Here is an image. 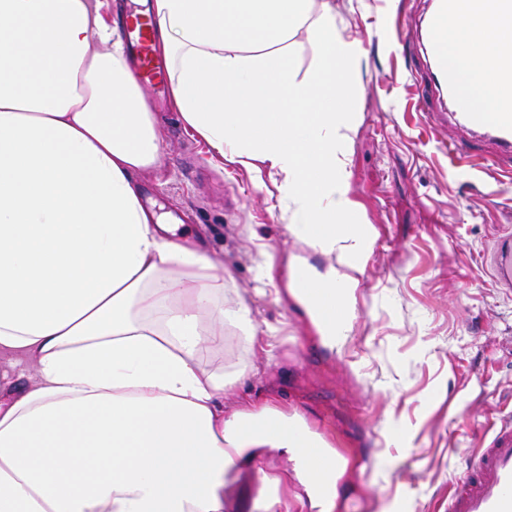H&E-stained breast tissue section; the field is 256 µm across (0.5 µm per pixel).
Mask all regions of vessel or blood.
Here are the masks:
<instances>
[{
  "mask_svg": "<svg viewBox=\"0 0 512 512\" xmlns=\"http://www.w3.org/2000/svg\"><path fill=\"white\" fill-rule=\"evenodd\" d=\"M482 0H437L427 17V59L425 73L428 87L445 95L452 106L455 123L463 128L477 126L495 147L492 165L512 175V98L500 100L495 112L480 114L470 111L459 96L458 88L466 76L448 64L442 34L461 10L478 12ZM152 19L139 16L133 20L127 36L129 51L135 59L142 81L154 89L164 86V63L152 51L150 30ZM492 278L503 292L512 291V234L497 240V259ZM501 425L488 447L462 449V456L471 460L463 474L456 479L448 494V512H512V412L500 419Z\"/></svg>",
  "mask_w": 512,
  "mask_h": 512,
  "instance_id": "b4317fda",
  "label": "vessel or blood"
}]
</instances>
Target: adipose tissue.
I'll return each instance as SVG.
<instances>
[{"mask_svg":"<svg viewBox=\"0 0 512 512\" xmlns=\"http://www.w3.org/2000/svg\"><path fill=\"white\" fill-rule=\"evenodd\" d=\"M313 0H154V37L185 123L220 156L276 175L291 234L329 257L293 298L323 343L348 340L374 245L347 188L357 48ZM99 0H0V352L29 359L28 386H0V512H224L235 469L266 448L291 455L307 495L280 480L244 512H334L335 454L312 449L286 409L224 406L223 369L202 350L224 324L257 344L246 308L201 249L143 206L155 120ZM319 65L298 79L290 40ZM464 97L494 111L512 16L462 13L445 32Z\"/></svg>","mask_w":512,"mask_h":512,"instance_id":"adipose-tissue-1","label":"adipose tissue"}]
</instances>
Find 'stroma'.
Instances as JSON below:
<instances>
[{"mask_svg":"<svg viewBox=\"0 0 512 512\" xmlns=\"http://www.w3.org/2000/svg\"><path fill=\"white\" fill-rule=\"evenodd\" d=\"M359 62L346 153L349 196L376 241L355 291L356 318L342 350L325 347L286 295L285 260L319 268L327 256L293 237L272 178L216 154L173 100L143 95L161 143L157 163L134 176L146 209L173 220L178 242L203 247L224 274V305L247 307L268 352L224 325V346L204 350L223 368L224 403L278 398L334 448L344 470L336 512H448L464 469L462 448L486 446L512 410V295L495 286L489 253L512 230V179L474 160L451 164L455 131L419 109L425 85L414 31L426 0H329ZM271 275H263L266 264ZM295 461L266 451L224 490L226 512L257 495L263 473L303 494Z\"/></svg>","mask_w":512,"mask_h":512,"instance_id":"obj_1","label":"stroma"}]
</instances>
